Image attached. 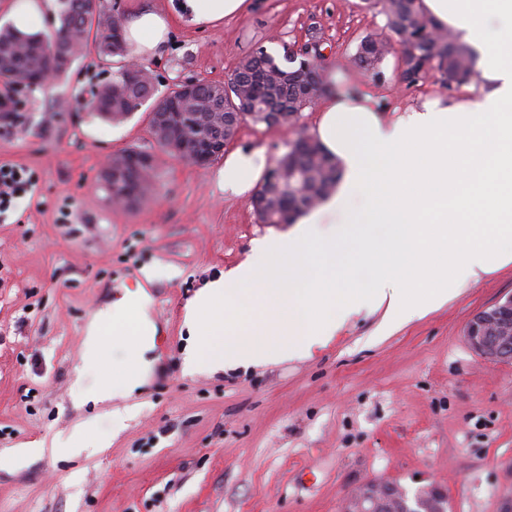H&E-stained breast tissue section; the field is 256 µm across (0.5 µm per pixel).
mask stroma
Wrapping results in <instances>:
<instances>
[{
  "instance_id": "1",
  "label": "stroma",
  "mask_w": 512,
  "mask_h": 512,
  "mask_svg": "<svg viewBox=\"0 0 512 512\" xmlns=\"http://www.w3.org/2000/svg\"><path fill=\"white\" fill-rule=\"evenodd\" d=\"M104 2L169 17L166 46L145 63L159 98L180 81H226L260 46L276 57L316 47L337 88L384 107L453 103L480 86H406L394 53L379 74L356 66L360 40L385 30L362 0H252L206 28L178 0ZM114 75L87 52L0 112V163L37 179L0 215V457L15 458L0 467V512H341L368 480L441 486L451 512H512V362L487 361L463 338L474 313L512 294V269L388 336L364 308L310 357L187 374L188 302L289 227L259 223L249 196L224 192L223 159L198 167L165 151L151 102L118 124L90 112ZM316 118L307 107L288 128L245 122L232 147L276 162ZM129 149L157 160L155 191L135 210L99 185L105 160ZM139 287L151 298L152 369L117 428L115 402L78 404L74 384L93 315ZM87 420L100 447L55 452Z\"/></svg>"
}]
</instances>
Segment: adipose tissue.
Instances as JSON below:
<instances>
[{
    "mask_svg": "<svg viewBox=\"0 0 512 512\" xmlns=\"http://www.w3.org/2000/svg\"><path fill=\"white\" fill-rule=\"evenodd\" d=\"M479 55V96L432 100L387 120L371 96L319 98L310 131L337 158L340 181L285 234L257 240L249 260L211 280L188 302L184 369L212 373L302 356L335 336L347 318L380 311V335L448 304L484 275L512 265V0H421ZM191 22L238 17L249 0H181ZM168 16L139 6L123 37L137 61L156 56ZM260 150L229 153L218 172L240 196L266 175ZM145 291L99 311L83 365H106L112 343L126 359L82 402L131 395L147 379L151 331Z\"/></svg>",
    "mask_w": 512,
    "mask_h": 512,
    "instance_id": "ef3b65f1",
    "label": "adipose tissue"
}]
</instances>
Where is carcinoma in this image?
<instances>
[{"instance_id":"cac0c4a2","label":"carcinoma","mask_w":512,"mask_h":512,"mask_svg":"<svg viewBox=\"0 0 512 512\" xmlns=\"http://www.w3.org/2000/svg\"><path fill=\"white\" fill-rule=\"evenodd\" d=\"M60 26L48 34H21L10 27L0 28V47H12L9 66L13 76L4 82L25 80L46 67L59 54L74 57L91 50L103 60L124 57L125 45H114L116 21L106 12L103 0H63ZM369 9H379L386 18L388 35L370 34L357 46L355 65L380 74L379 64L398 49L400 80L408 86L419 83L428 74L442 84L461 85L475 74L476 58L450 31L440 26L420 7V0H364ZM239 92L215 105V83L199 81L196 107L207 112H252L257 105L274 101L278 111L295 114L312 98L325 92L318 59L307 68L288 67V58L278 60L259 47L243 58L235 69ZM154 77L147 70L138 74L137 83L127 79L124 66L116 78L104 86L89 104V109L112 122L125 120L137 103L153 96ZM276 165L282 172V188L273 202V212H262L264 224H292L302 213L315 207L336 187L339 165L310 136L301 135L288 145V151ZM157 164L147 168L128 167L121 174L112 194L129 199L128 208L138 207L153 194Z\"/></svg>"}]
</instances>
